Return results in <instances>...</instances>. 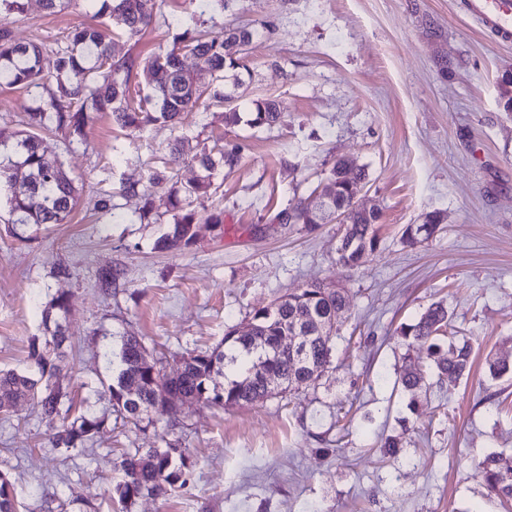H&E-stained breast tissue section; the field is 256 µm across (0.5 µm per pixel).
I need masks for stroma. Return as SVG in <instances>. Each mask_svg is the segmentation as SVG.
Listing matches in <instances>:
<instances>
[{
  "mask_svg": "<svg viewBox=\"0 0 512 512\" xmlns=\"http://www.w3.org/2000/svg\"><path fill=\"white\" fill-rule=\"evenodd\" d=\"M199 19L189 0H158L152 26L115 38L114 52L166 51L179 27ZM93 21L81 7L47 12L41 0H28L23 15L0 13L16 41L47 46L40 86L0 89L1 127L23 129L26 112L48 101L57 49L71 26ZM216 21L272 29L252 46L238 125H225L214 107L184 114L178 131L137 132L95 112L85 137L40 133L80 193L70 223L11 231L0 196V368L27 367L43 310L65 296L72 349L63 390L74 412L108 418L89 450L63 454L50 448L30 402L0 414V470L18 512H111L122 451L164 438L188 448L191 480L128 512H505L474 468L491 453L512 464V379L488 381L485 363L490 354L512 361V112L501 86L512 46L463 15L458 0H235ZM263 95L276 98L284 120L254 129L250 102ZM181 131L236 149L240 162L218 174L221 193L207 204L223 223L200 225L189 248L161 252L154 244L172 220L167 195L153 193L147 224L141 199L121 196L120 185L163 166ZM339 158L364 167L359 192L382 212L380 249L351 270L336 262V225L273 220ZM106 195L109 212L96 206ZM431 212L443 232L404 243L405 226ZM61 265L69 278L56 277ZM108 267L119 281L105 292L96 272ZM309 282L345 288L348 306L329 371L297 400L230 410L179 403L170 429L112 419L103 352L116 336L139 337L170 375L181 354L213 349L225 328ZM438 300L458 335L470 337L475 363L455 384L428 379L412 412L395 385L402 358L429 360L396 330ZM391 432L404 451L384 459L377 437Z\"/></svg>",
  "mask_w": 512,
  "mask_h": 512,
  "instance_id": "obj_1",
  "label": "stroma"
}]
</instances>
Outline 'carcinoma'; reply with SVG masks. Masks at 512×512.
<instances>
[{
  "label": "carcinoma",
  "mask_w": 512,
  "mask_h": 512,
  "mask_svg": "<svg viewBox=\"0 0 512 512\" xmlns=\"http://www.w3.org/2000/svg\"><path fill=\"white\" fill-rule=\"evenodd\" d=\"M97 6L96 16L106 17L129 38L141 35L156 17L157 0H86ZM271 33L265 24L236 26L214 31L208 27L186 28L175 35L172 48L140 62L130 56L113 54L108 34L97 25L81 23L66 35L67 47L56 52V90L45 107L27 113L26 129L10 131L0 128V148L13 145L18 158L0 156V191L5 192L7 223L40 227L67 224L79 203V195L63 165L47 155L38 131L55 122V128L70 136H85L88 117L86 102L100 112L112 113L120 127L142 130L159 120L177 122L188 111L209 110L212 104L232 102L251 74L248 54L258 39V30ZM190 53L201 60L196 71L184 68L181 56ZM43 46L16 42L11 30L0 26V88L37 87L42 80ZM152 77V92L144 97L133 95L131 80L138 68ZM279 104L271 98L252 101L254 128L272 127L281 121ZM234 149H207L192 145L189 137H179L170 148V162L149 176V186L168 192L173 222L158 241L161 250L188 247L196 242L197 224L224 223L223 212L203 214L204 206L219 185L217 171L237 164ZM189 161L200 174L180 185L174 180L173 166ZM366 178L365 169L339 159L331 166L323 184L334 195L330 213L312 207L310 198H302L279 211L280 224H330L332 214L340 210L346 223L339 225L344 242L337 262L353 269L381 245L377 224L381 210H361L352 202L351 183ZM125 195L144 199L140 221L151 219L150 194L138 182L123 185ZM443 230L441 217L434 212L424 224H409L402 232L404 243L414 246L428 241ZM346 310L344 290L324 283H307L286 293L270 304L254 310L244 326H231L224 338L210 352H190L181 360V374L167 379L161 361L136 336H121L119 364L107 390L112 409L120 418L136 425L156 422L154 415L165 409L162 394L183 401H202L218 407L255 405L272 397L294 395L315 385L331 365L336 325L321 334L315 321L320 316H334ZM66 300L58 296L44 313V342L33 340L27 370L0 369V405L28 399L40 414L50 420L62 417L61 424L48 438L50 447L66 452L85 450L107 419L89 412L70 415L72 407L61 410L66 394L55 379L65 358L67 328L59 314L67 313ZM450 316L442 302L431 304L413 323L401 325L397 335L407 347L426 349L432 359L430 370L441 383L457 382L468 375L472 366V345L464 338L448 335ZM299 337V348L290 349L289 337ZM486 366L493 381L512 374V362L487 356ZM224 376V386L210 387L216 375ZM280 379L287 386L277 392L268 389L269 380ZM399 383L410 395L407 408L416 411L419 392L425 386L422 369L410 357L403 358ZM135 386L136 398L126 390ZM385 456L397 457L403 444L399 436L381 438ZM153 458L150 467L142 465L143 456ZM120 480L115 490L119 508L127 512L137 498L148 495L165 498L184 488L190 481L191 461L188 450L166 441L157 448H136L122 453L115 463ZM477 475L488 494L505 504L512 501V465L502 463L500 455L491 453L477 464ZM0 512H17L13 485L0 472Z\"/></svg>",
  "instance_id": "1"
}]
</instances>
